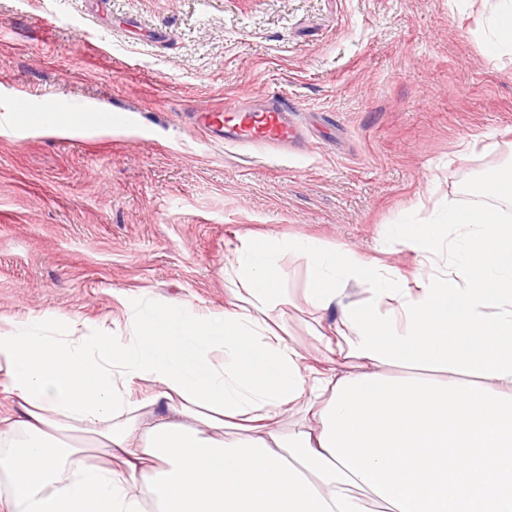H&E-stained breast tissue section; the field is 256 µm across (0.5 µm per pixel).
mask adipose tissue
Segmentation results:
<instances>
[{
    "instance_id": "adipose-tissue-1",
    "label": "adipose tissue",
    "mask_w": 512,
    "mask_h": 512,
    "mask_svg": "<svg viewBox=\"0 0 512 512\" xmlns=\"http://www.w3.org/2000/svg\"><path fill=\"white\" fill-rule=\"evenodd\" d=\"M483 37L512 56V0ZM467 196L395 224L421 258L409 277L311 239L248 240L222 309L0 324V512H512V178ZM287 252L304 302L341 309L317 359L268 322ZM294 407L304 428L277 429Z\"/></svg>"
}]
</instances>
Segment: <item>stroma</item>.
Instances as JSON below:
<instances>
[{
  "instance_id": "1",
  "label": "stroma",
  "mask_w": 512,
  "mask_h": 512,
  "mask_svg": "<svg viewBox=\"0 0 512 512\" xmlns=\"http://www.w3.org/2000/svg\"><path fill=\"white\" fill-rule=\"evenodd\" d=\"M489 0H0V317L122 324L140 299L224 304L241 240L298 235L405 272L403 215L462 204L512 166V61L484 53ZM33 111H10L14 93ZM288 99V154L227 146L189 120L254 93ZM87 105L133 126L37 128ZM271 313L317 355L339 321L280 261Z\"/></svg>"
}]
</instances>
